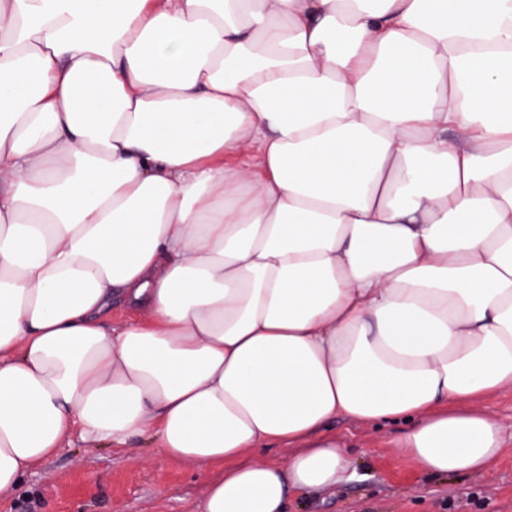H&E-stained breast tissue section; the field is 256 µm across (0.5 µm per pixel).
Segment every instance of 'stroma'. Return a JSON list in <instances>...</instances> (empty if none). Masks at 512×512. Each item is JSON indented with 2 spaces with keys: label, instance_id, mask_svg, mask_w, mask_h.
Returning a JSON list of instances; mask_svg holds the SVG:
<instances>
[{
  "label": "stroma",
  "instance_id": "35a3bbf8",
  "mask_svg": "<svg viewBox=\"0 0 512 512\" xmlns=\"http://www.w3.org/2000/svg\"><path fill=\"white\" fill-rule=\"evenodd\" d=\"M484 404L503 426L504 448L491 472L429 476L396 449L398 426L339 418L330 432L350 449L351 479L290 498L287 512H512V388ZM213 475L164 457L151 440L97 448L75 433L0 498V512H199Z\"/></svg>",
  "mask_w": 512,
  "mask_h": 512
}]
</instances>
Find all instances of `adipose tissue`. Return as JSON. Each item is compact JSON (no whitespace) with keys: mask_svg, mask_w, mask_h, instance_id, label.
Wrapping results in <instances>:
<instances>
[{"mask_svg":"<svg viewBox=\"0 0 512 512\" xmlns=\"http://www.w3.org/2000/svg\"><path fill=\"white\" fill-rule=\"evenodd\" d=\"M505 387L512 0H0V495L77 430L284 512L340 417L486 473Z\"/></svg>","mask_w":512,"mask_h":512,"instance_id":"1","label":"adipose tissue"}]
</instances>
